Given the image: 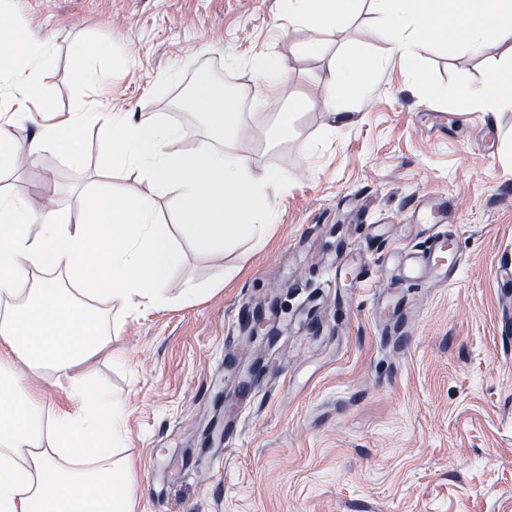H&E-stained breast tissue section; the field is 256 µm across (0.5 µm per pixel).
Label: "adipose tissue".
I'll return each mask as SVG.
<instances>
[{
    "label": "adipose tissue",
    "mask_w": 512,
    "mask_h": 512,
    "mask_svg": "<svg viewBox=\"0 0 512 512\" xmlns=\"http://www.w3.org/2000/svg\"><path fill=\"white\" fill-rule=\"evenodd\" d=\"M51 59V48L29 41L21 21L0 24V97L16 103V116L26 117ZM370 69L366 51L352 49L326 80L323 105L341 113ZM245 100L260 109L247 91L227 99L199 77L194 101L221 141L203 139L178 152L170 146L189 138L183 126L153 114L111 113L112 163L147 181L151 194L113 184L82 192L67 207L50 201L35 211L0 190V512H134L130 466L113 458L125 404L77 367L110 345L113 311H159L200 296L190 285L171 287L181 261L175 239L216 254L226 241L275 222L268 189L283 174L252 166L235 148ZM99 119L76 99L29 141L1 138L0 170L57 148L81 163L82 133ZM159 196L170 197L174 223L159 216ZM61 376L69 381L70 409H55L29 389L31 379Z\"/></svg>",
    "instance_id": "obj_1"
}]
</instances>
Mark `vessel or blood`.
I'll use <instances>...</instances> for the list:
<instances>
[{
  "instance_id": "obj_1",
  "label": "vessel or blood",
  "mask_w": 512,
  "mask_h": 512,
  "mask_svg": "<svg viewBox=\"0 0 512 512\" xmlns=\"http://www.w3.org/2000/svg\"><path fill=\"white\" fill-rule=\"evenodd\" d=\"M449 204L446 198L413 203L412 224L422 229L425 244L422 249L394 248L387 257L394 265L390 286L397 289L399 298L389 311L392 319L405 318L412 306L409 292L419 286H448L453 284L462 267V256L454 247L448 229Z\"/></svg>"
}]
</instances>
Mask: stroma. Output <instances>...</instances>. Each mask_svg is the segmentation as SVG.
<instances>
[{"instance_id": "stroma-1", "label": "stroma", "mask_w": 512, "mask_h": 512, "mask_svg": "<svg viewBox=\"0 0 512 512\" xmlns=\"http://www.w3.org/2000/svg\"><path fill=\"white\" fill-rule=\"evenodd\" d=\"M280 4L0 0L29 40L50 45L41 92L58 112L80 97L97 112L155 113L209 136L185 92L198 73L232 94L255 87V53L289 67L286 95L244 115L238 141L252 163L285 177L269 191L275 223L217 257L177 240L173 287H206L223 268L233 278L192 304L117 315L111 347L121 361L90 367L128 407L118 454L134 464L135 512H512V334L501 331L512 302L495 276L512 262V111L422 115L405 60L370 29L371 13L326 33L289 25ZM85 41L112 49L93 61L96 88L72 67ZM314 41L322 50L307 52ZM354 46L375 65L337 116L322 106L323 85ZM420 56L441 82L461 73L477 85L502 49ZM293 96L310 102L294 135L266 141L264 128ZM85 140L81 165L50 150L0 174V188L37 211L46 196L65 207L107 177L150 193L113 168L99 126ZM441 196L464 263L451 286L418 289L404 333L388 335L374 298L386 287L383 259L420 240L410 202ZM339 259L371 288L337 274ZM247 377L259 385L246 397ZM233 422L240 436L228 445Z\"/></svg>"}]
</instances>
